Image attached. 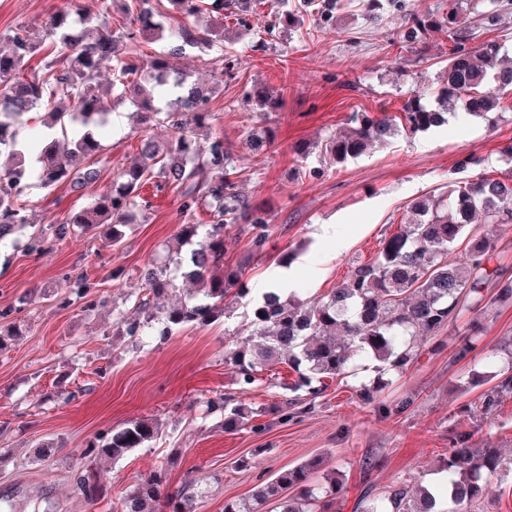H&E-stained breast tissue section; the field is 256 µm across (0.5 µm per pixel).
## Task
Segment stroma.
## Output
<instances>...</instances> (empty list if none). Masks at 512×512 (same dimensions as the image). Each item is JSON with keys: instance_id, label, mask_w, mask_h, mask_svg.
Listing matches in <instances>:
<instances>
[{"instance_id": "stroma-1", "label": "stroma", "mask_w": 512, "mask_h": 512, "mask_svg": "<svg viewBox=\"0 0 512 512\" xmlns=\"http://www.w3.org/2000/svg\"><path fill=\"white\" fill-rule=\"evenodd\" d=\"M60 3L0 0V37L21 24L41 28ZM452 5L474 25L478 41L500 42V61H512V0H402L380 12L370 10L367 0H339L333 21L310 8L294 24L275 21L267 0H256L249 27L225 20L231 73L211 102V131L223 134L236 157L239 191L271 216L263 251H254L247 225L224 232V259L244 267L249 289L229 315L165 338L153 327L119 334L117 321L141 286V269L163 248L176 246L184 220L179 196L151 181L141 190L139 222L119 248L104 247L91 232L37 253L20 240L0 245V309L18 308L13 321L21 331L0 353V499L26 504L40 497L55 512H84L74 473L87 442L139 417L158 420L161 431L148 447L96 463L104 493L98 512H112L121 496L166 460L168 491L196 484V512H224L225 500L248 497L261 482L313 458L323 459L325 469L336 470L344 482L328 512H358L369 486L380 491L403 480L444 484L442 459L451 432L472 434L477 447L512 457V398L485 418L469 410L488 387L487 373L512 358V303L488 315L465 311L437 337L417 341L414 363L389 373L379 402H364L357 393L374 377L371 360L361 355L358 376L331 381L314 410H300L287 422L269 412L293 378L286 365L260 373L242 391L224 362L226 349L246 342L247 316L280 274L304 298L327 294L410 221L415 199L439 196L464 180L462 160L479 158L489 173L512 169V93L492 81L484 91L496 106L487 117L459 110L446 124L398 133L340 165L316 153L297 159V146L344 129L353 113L397 114L415 97L433 104L448 38L434 33L414 49L403 38L406 17L443 13ZM258 83L284 99L281 112L266 123L248 97ZM132 112L124 102L112 113L101 137L98 183L77 192L61 184L26 193L32 223L65 221L136 162ZM254 129L269 133L261 156L249 147ZM313 167L322 168L323 176L311 177ZM324 224L335 225V236H322ZM116 268L123 271L117 280ZM77 273L97 284L93 311L61 303L64 276ZM473 329L478 341L470 365L454 354ZM229 394L253 412L237 431L225 430L220 414L202 412L207 400ZM407 396L411 405L395 411ZM45 441L55 442L57 451L35 456ZM367 458L375 463L369 472L362 467Z\"/></svg>"}]
</instances>
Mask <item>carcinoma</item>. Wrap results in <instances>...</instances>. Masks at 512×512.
I'll return each mask as SVG.
<instances>
[{
    "label": "carcinoma",
    "mask_w": 512,
    "mask_h": 512,
    "mask_svg": "<svg viewBox=\"0 0 512 512\" xmlns=\"http://www.w3.org/2000/svg\"><path fill=\"white\" fill-rule=\"evenodd\" d=\"M167 2L170 11L163 15L151 0H128L124 22L117 25L108 7L93 16L84 15L74 11L75 0H62L42 34L21 25L9 36L10 48L0 50V154L13 158V164L0 172V241L30 226L22 197L31 180L44 188L68 183L75 190L99 180V131L110 122L113 104L119 100L128 101L139 117V162L123 169L66 221L31 233L28 250L38 252L51 239L61 241L76 227L84 232L101 228L105 245L120 247L126 230L137 223L140 190L152 178L179 193L183 214L190 216L201 208L209 216L207 224L187 220L181 225L179 241L189 247L187 262L154 260L142 270L143 288L132 300L133 315L118 320L130 336L157 319L162 336L187 325H207L225 313V299L245 297L243 269L224 264V229L247 224L259 251L270 221L267 210L236 189L238 171L224 137H198L212 118L209 92L170 63L188 47L206 52L224 47V31L208 34L187 23L172 27L167 19L187 20L208 8L220 15L229 10L245 26L251 0ZM407 23V41L413 45L431 32L448 36V66L436 106L414 98L398 116L354 113L348 129L321 143V154L334 162L355 159L402 129L417 133L438 126L450 110L488 113L492 102L483 86L490 76L501 90L512 91V65L499 63L500 44L486 41L473 53L465 50L471 31L458 12L410 16ZM159 40L169 41L170 49L143 60L138 46ZM39 55L41 65L31 66L30 60ZM252 97L264 118L281 110L282 98L263 86L252 89ZM43 106L48 107L43 123L60 127L63 139L22 136L30 114ZM157 125L170 131L163 143L152 133ZM413 209L415 220L401 225L373 260L355 266L348 280L329 293L307 300L272 288L262 295L246 323L251 343L225 356L240 388L251 387L263 370L288 365L295 377L285 389L294 398L274 406L286 421L294 417L288 408L318 398L328 389L326 380L346 374L355 356L376 361L379 373L402 372L415 358L413 343L453 325L471 295H480L487 311L512 299V281L488 298L480 294L493 244L476 232L485 224H512V170L505 176L480 173L473 180L459 181L437 199L426 196L417 201ZM460 241L466 242L468 251L465 267L450 258ZM179 272L196 285L195 291L158 311V300L180 291ZM94 287L96 283L87 276L67 282L63 305L79 301L83 310H92L97 303ZM491 380L494 384L478 397V412L483 416L512 396V362ZM218 410L224 414L227 431L245 426L250 416L242 403L230 397L207 404L208 413ZM158 435V421L141 417L96 436L87 445L83 452L87 464L74 477L86 512H96L102 499L91 463L118 459ZM321 465L322 460L311 459L288 469L259 484L251 496L225 502L224 512H263L270 502L276 504L277 512H325L319 505L320 494L337 496L343 485L332 476L325 490L310 487ZM443 469L447 482L436 489L407 481L378 494L367 488L359 504L361 512H471L492 492L493 480L512 474V459L503 458L495 448H474L469 435L457 433L451 438ZM166 483V468L161 466L123 496L117 512H195L194 485L169 494L164 492ZM287 490L293 494L284 495Z\"/></svg>",
    "instance_id": "obj_1"
}]
</instances>
